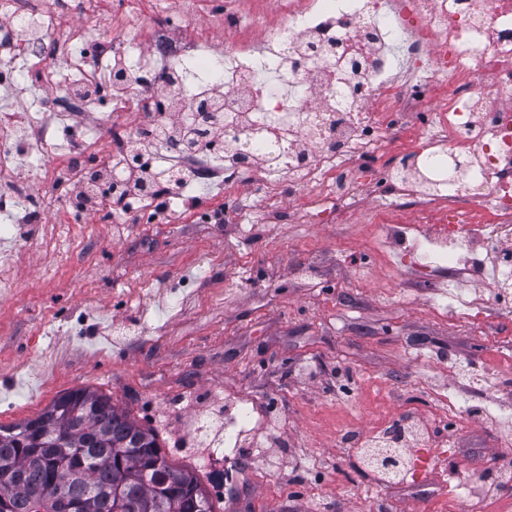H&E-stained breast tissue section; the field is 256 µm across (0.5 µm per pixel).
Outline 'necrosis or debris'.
Returning a JSON list of instances; mask_svg holds the SVG:
<instances>
[{
  "label": "necrosis or debris",
  "mask_w": 512,
  "mask_h": 512,
  "mask_svg": "<svg viewBox=\"0 0 512 512\" xmlns=\"http://www.w3.org/2000/svg\"><path fill=\"white\" fill-rule=\"evenodd\" d=\"M0 8L15 16L13 29L0 30V58L27 62L39 84L60 88L25 122L0 117V209L13 206L16 170L32 157L51 161L37 174L46 187L78 181L87 206L115 203L122 192L115 184L120 142L155 131L157 98L171 96L192 127L223 124L224 149L199 160L182 144L159 141V154L171 162L169 177L185 167L198 181L249 176L253 159L271 145L277 159L266 168L269 195L310 181L341 212L352 196L347 161L397 156L398 166L384 170L376 188L389 204L376 222L380 240L394 246L393 266L446 275L453 303L472 316L512 293V254L490 269L474 249L478 241L512 240V0H287L281 22L263 41L250 37L261 20L251 13L231 47L211 59L209 75L193 84L189 65L206 34L192 46L151 23L150 56L112 68L113 84L122 87L113 103L134 112L135 122L113 125L106 138L90 137L66 151L55 131L92 111L105 93L101 67L84 51L92 30L81 24L62 41L39 0H0ZM218 82L220 99L210 94ZM437 95L446 108L408 132L404 113L420 111L426 97ZM91 154L100 156L97 166L87 165ZM458 156L472 164L464 188L448 179V161ZM403 204L413 206L414 223L396 218L394 209ZM472 280L488 284L489 293L468 294ZM264 420L250 398H237L217 455L237 452ZM344 436L378 484L401 487L410 465L406 450L411 442H428L431 427L407 413L369 435L351 428Z\"/></svg>",
  "instance_id": "necrosis-or-debris-1"
}]
</instances>
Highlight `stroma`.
<instances>
[{
	"label": "stroma",
	"mask_w": 512,
	"mask_h": 512,
	"mask_svg": "<svg viewBox=\"0 0 512 512\" xmlns=\"http://www.w3.org/2000/svg\"><path fill=\"white\" fill-rule=\"evenodd\" d=\"M284 0H90L88 17L56 13L65 37L87 19L97 40L162 21L172 40L208 32L209 54L232 44L234 22L277 23ZM375 163L347 169L358 196L343 219L320 212L307 182L269 201L262 175L231 186L194 182L167 215L138 207L75 215L69 193L48 201L19 175L20 252L0 292V424L36 417L81 387L153 429L166 459L198 476L216 512H489L511 487L483 473L512 431V300L471 318L448 288L390 270L378 239ZM45 213L26 224L27 211ZM246 396L278 413L256 446L215 460L186 439L193 420ZM500 416L490 420L486 401ZM465 421L443 418L447 402ZM412 413L434 434L410 447L406 489L361 472L342 434ZM471 473L458 486L456 469Z\"/></svg>",
	"instance_id": "stroma-1"
}]
</instances>
